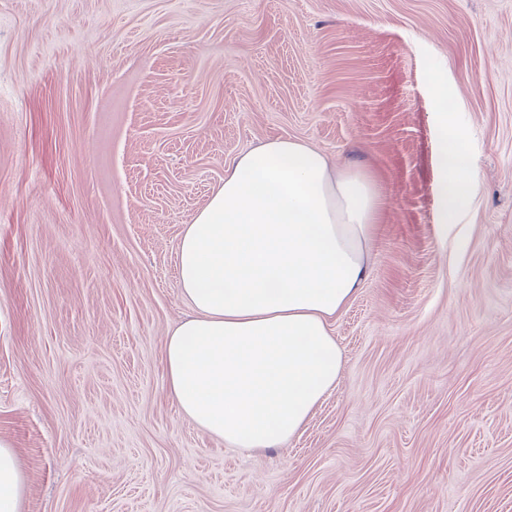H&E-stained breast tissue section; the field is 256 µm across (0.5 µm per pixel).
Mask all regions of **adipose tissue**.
I'll use <instances>...</instances> for the list:
<instances>
[{
  "label": "adipose tissue",
  "mask_w": 512,
  "mask_h": 512,
  "mask_svg": "<svg viewBox=\"0 0 512 512\" xmlns=\"http://www.w3.org/2000/svg\"><path fill=\"white\" fill-rule=\"evenodd\" d=\"M445 222L468 204L472 157L443 137ZM379 199L373 179L277 138L242 153L188 224L178 281L193 314L167 337L168 390L183 414L239 452L293 438L337 384L330 322L365 276ZM24 479L0 440V512H19Z\"/></svg>",
  "instance_id": "obj_1"
}]
</instances>
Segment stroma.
Masks as SVG:
<instances>
[{
  "label": "stroma",
  "instance_id": "35a3bbf8",
  "mask_svg": "<svg viewBox=\"0 0 512 512\" xmlns=\"http://www.w3.org/2000/svg\"><path fill=\"white\" fill-rule=\"evenodd\" d=\"M281 137L381 217L335 390L243 455L172 400L164 341L186 225ZM0 440L20 512H512V0H0ZM438 160L443 172L439 200L443 220L450 224L468 204L474 174L472 157L461 148L458 138L445 130L439 145Z\"/></svg>",
  "mask_w": 512,
  "mask_h": 512
}]
</instances>
